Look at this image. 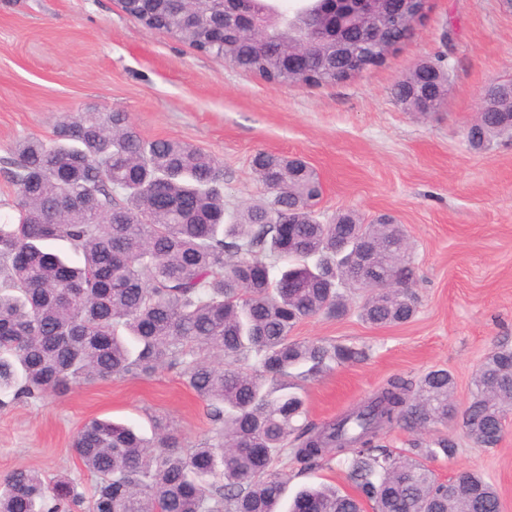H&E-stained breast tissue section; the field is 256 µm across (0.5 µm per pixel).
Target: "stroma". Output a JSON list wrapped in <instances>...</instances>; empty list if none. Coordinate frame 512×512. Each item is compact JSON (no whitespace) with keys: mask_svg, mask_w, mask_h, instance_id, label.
<instances>
[{"mask_svg":"<svg viewBox=\"0 0 512 512\" xmlns=\"http://www.w3.org/2000/svg\"><path fill=\"white\" fill-rule=\"evenodd\" d=\"M445 59V102L428 116L391 97L424 60ZM512 80V10L501 0H429L424 21L379 66L352 80L279 86L144 27L119 0H0V158L26 136L50 137L63 114L127 112L140 135L193 144L219 158L224 201L241 207L263 186L257 151L304 157L323 185L321 221L355 211L393 216L412 244L418 311L376 327L357 312L303 321L293 336L367 348L366 360L303 382L311 420L353 408L391 377L448 369L466 402L473 373L494 344H512V138L483 150L466 131L490 84ZM167 417L193 445L211 424L178 370L145 379L76 385L31 402L0 395V477L17 468L73 482L91 496L95 476L71 450L92 418L153 433ZM454 458L429 467L440 480L478 471L512 512V420L494 448L474 447L460 428Z\"/></svg>","mask_w":512,"mask_h":512,"instance_id":"35a3bbf8","label":"stroma"}]
</instances>
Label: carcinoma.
<instances>
[{
	"instance_id": "obj_1",
	"label": "carcinoma",
	"mask_w": 512,
	"mask_h": 512,
	"mask_svg": "<svg viewBox=\"0 0 512 512\" xmlns=\"http://www.w3.org/2000/svg\"><path fill=\"white\" fill-rule=\"evenodd\" d=\"M126 14L194 49L232 60L271 84L288 71L295 32L257 10L260 35L224 28L211 13L200 30L179 29L182 0H120ZM329 49H309L305 81L336 84ZM408 112L441 106V95L410 72L392 88ZM479 117L486 142L512 118V102ZM15 187L0 221V393L35 399L111 377L145 378L177 369L210 409L212 429L187 448L164 417L154 437L97 418L71 448L97 477L88 512H363L334 487L288 496L289 459L304 469L335 461L373 512H500L497 490L466 471L446 484L425 460L451 459V436L382 444L394 427L411 432L458 426L478 448H494L512 413V346L479 365L464 407L445 369L417 380L394 376L356 408L315 423L293 378H316L367 357L363 348L298 341L304 320L339 317L348 293L366 290L361 318L402 324L417 311L412 250L404 225L367 224L354 212L329 224L314 207L321 182L299 156L256 153L252 169L267 197L224 207V171L189 143L144 139L129 114L65 115L48 139L25 137L8 161ZM67 243L60 251L54 242ZM83 503L72 482L30 468L0 479V512H68Z\"/></svg>"
}]
</instances>
